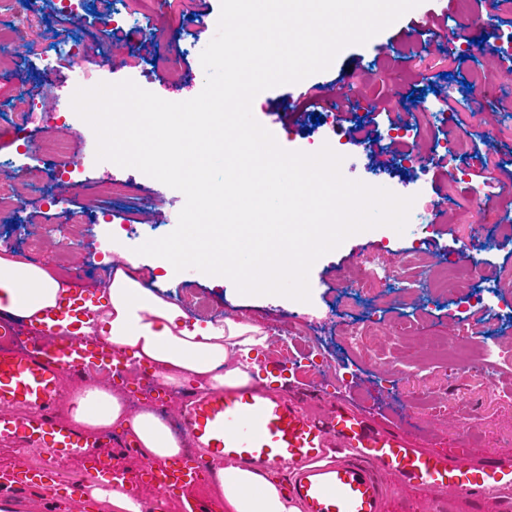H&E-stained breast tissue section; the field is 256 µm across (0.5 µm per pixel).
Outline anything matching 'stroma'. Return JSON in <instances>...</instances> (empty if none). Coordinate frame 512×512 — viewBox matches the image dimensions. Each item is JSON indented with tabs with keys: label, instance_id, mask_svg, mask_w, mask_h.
<instances>
[{
	"label": "stroma",
	"instance_id": "35a3bbf8",
	"mask_svg": "<svg viewBox=\"0 0 512 512\" xmlns=\"http://www.w3.org/2000/svg\"><path fill=\"white\" fill-rule=\"evenodd\" d=\"M122 13L119 25L103 29L109 5ZM221 0H157L144 11L139 0H82L80 6L59 17L54 0H31L29 10L0 15V44L19 47V54H0V115L22 117L23 138L0 127V178L18 176L22 203L0 210V237L10 238L20 259L36 264L76 269L83 284L96 293L107 271L105 248L113 231H120L126 249L171 233L185 203L184 195L141 171H129L110 161H97L96 137L75 113L58 116L54 99L76 84L130 79L162 99L180 102L196 97L206 74L199 67L200 54L214 37ZM472 25L463 29L457 0H422L366 44L345 47L326 71L300 82L260 92L252 113L278 139L282 148L311 152L308 128L314 127L312 107L304 99L320 83L323 95L333 99L340 85H348L350 103L342 114V131L362 126L363 137L385 132L390 114L410 111L411 100L396 102L393 93L419 91L430 111L438 112L444 100L455 103L458 119L447 125L430 120L427 134L416 146L431 156L436 143L468 136V152L433 164L424 179L399 170L390 141L378 153L363 154L358 143H349L353 167L345 176L365 180L382 173V185L401 196L419 195L440 206L430 224H411L405 232L381 235L373 231L347 238L337 249L320 257L309 276L310 302L284 296L274 298L239 294L234 283L189 268L171 279H158L153 257H144L138 278L146 287L171 299L190 288L205 296L211 309L190 312V319H233L263 329L287 328L309 314L311 334L297 337L300 353L322 354L328 360L322 381L292 378L283 385L304 400L306 408L327 415L329 401L344 400L347 407L365 414L384 430L402 426L417 436L423 450L464 448L476 461L512 460V291L498 287L504 269L512 267V66L500 54L477 45L473 55L460 59L449 54L448 44L428 34L427 23L454 31L466 30L477 40L489 30L512 33V0L490 7L482 0H468ZM34 17L41 35L27 36V17ZM80 44V56L59 52L60 43ZM388 52H380V44ZM179 80H172L171 67ZM481 86L489 100L472 107L465 96L467 85ZM494 142H487V132ZM67 140L71 156L80 160L71 174L57 180L41 150L44 141ZM134 178L139 196L115 203L111 222H104L102 205L93 194L99 178ZM481 193L499 216L498 224L484 227L464 223L463 209L473 193ZM88 212L92 227L84 245L74 254L59 253L53 225L62 220V207ZM492 239L493 247L482 257V279H470L456 297L447 292L429 293L430 284L445 273L449 253L468 263L466 244L479 236ZM43 241L32 254L27 237ZM420 246L418 268L396 269L394 278L376 297L355 298L341 308L340 284L355 279L364 259L375 250L394 260ZM492 282L485 306L475 310L461 305V297ZM369 317L380 345L364 353L348 343L350 325ZM471 335L466 358L448 359L440 343H449L461 331ZM390 488L385 512H512V499H496L477 506L447 490L438 498L423 496L402 484L397 475H384Z\"/></svg>",
	"mask_w": 512,
	"mask_h": 512
}]
</instances>
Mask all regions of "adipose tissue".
<instances>
[{"label":"adipose tissue","instance_id":"ef3b65f1","mask_svg":"<svg viewBox=\"0 0 512 512\" xmlns=\"http://www.w3.org/2000/svg\"><path fill=\"white\" fill-rule=\"evenodd\" d=\"M109 249L118 259L93 307L94 317L59 318L61 330L77 329L79 336H95L107 351L128 354L134 366L151 370L155 382L175 394L189 385L221 390L261 381L258 357L268 347L261 326L230 319L219 325L189 321L179 303L159 296L137 278L141 259L123 247L120 237H113ZM68 286L52 268L19 260L0 248L1 314L40 325ZM67 415L70 423L90 433L123 431L144 463L178 455L184 446L151 409L128 406L112 385L108 360L74 392ZM209 492L222 501L224 512H301L278 479L233 462L216 468Z\"/></svg>","mask_w":512,"mask_h":512}]
</instances>
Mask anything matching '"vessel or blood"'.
Instances as JSON below:
<instances>
[{
  "label": "vessel or blood",
  "instance_id": "obj_1",
  "mask_svg": "<svg viewBox=\"0 0 512 512\" xmlns=\"http://www.w3.org/2000/svg\"><path fill=\"white\" fill-rule=\"evenodd\" d=\"M92 367L74 347H35L21 340L14 324L0 321V447L46 454L40 464L1 469V485L39 488L49 503L62 495L81 499L83 487L62 483L57 472V461L72 459L103 486L152 489L149 512H165L169 501L183 498L187 512H215L213 504L192 498L208 476L211 455L286 471L285 488L302 512H383V470L431 498L452 488L485 503L512 491V461L477 464L464 452L425 451L410 432L374 430L340 405L317 418L284 390L199 393L178 417L192 450L133 467L120 454L125 440L83 433L67 420L61 405L66 385Z\"/></svg>",
  "mask_w": 512,
  "mask_h": 512
}]
</instances>
